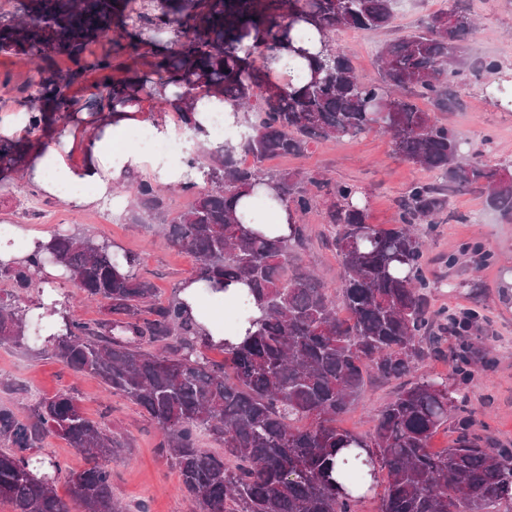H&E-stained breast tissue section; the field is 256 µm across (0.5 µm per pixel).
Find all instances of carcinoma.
Returning a JSON list of instances; mask_svg holds the SVG:
<instances>
[{
    "label": "carcinoma",
    "mask_w": 512,
    "mask_h": 512,
    "mask_svg": "<svg viewBox=\"0 0 512 512\" xmlns=\"http://www.w3.org/2000/svg\"><path fill=\"white\" fill-rule=\"evenodd\" d=\"M459 2L385 43L379 79L371 82L358 79L333 35L389 27L394 0H17L13 10H0V55L39 61L32 91L17 100L28 112L27 138L0 139V182L24 171L28 144L54 123L83 112L95 119L145 99L184 120L197 97L218 94L249 130L236 144L189 161L208 188L189 209L162 220L171 244L194 255L192 280L214 291L249 285L238 302L249 324L241 342L202 335L177 296L156 301L138 256L104 241L54 233L26 257L0 261V277L19 289L36 285L51 264L101 305L97 319L62 312L60 326L42 338L43 350L147 413L195 512H355L380 472V512H490L512 498V453L464 436L431 448L438 430L466 407L467 397L446 377L421 374L381 409L366 435L336 425L362 397L368 373L405 376L439 353L448 333L472 326V314L458 319L429 309L424 225L436 223L458 190L480 195L512 220V164L465 154L457 134L414 103L456 108L464 70L501 69L492 59L467 62L464 42L475 22ZM112 32L119 38L108 52H89ZM284 50L297 66L279 79L271 63ZM56 54L69 65L57 67ZM121 55H148L149 67L137 70L117 61ZM485 90L512 112L509 80ZM375 128L390 136L397 157L437 177L409 188L393 228L369 222L365 194L353 184L299 180L261 166L303 155L313 142ZM240 152L253 163L242 162ZM260 184L288 209V233L270 237L237 217L240 199ZM129 190L140 206L161 208L162 185L138 179ZM320 197L340 258L337 297L299 264L309 244L305 217ZM28 341L18 295H0V344ZM211 348L224 353L223 363L208 359ZM202 435L224 452L201 447ZM50 437L86 457L85 468L67 473L65 498L37 474L63 470L59 460L38 457ZM121 448L69 392L35 400L23 416L1 406L0 501L13 512H148L146 504L124 505L112 494L109 461Z\"/></svg>",
    "instance_id": "cac0c4a2"
}]
</instances>
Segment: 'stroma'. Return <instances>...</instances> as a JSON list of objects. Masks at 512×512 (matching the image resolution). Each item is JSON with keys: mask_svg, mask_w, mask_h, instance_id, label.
<instances>
[{"mask_svg": "<svg viewBox=\"0 0 512 512\" xmlns=\"http://www.w3.org/2000/svg\"><path fill=\"white\" fill-rule=\"evenodd\" d=\"M446 3L398 0L388 29L341 30L336 46L350 56L363 80H377L378 48L416 29ZM471 12L478 24L465 42L468 61L497 60L503 74L512 76V0H471ZM438 118L466 140L469 151L512 160V112L493 106L479 85H472L459 108L439 113ZM267 166L362 188L369 196L371 223L385 227L396 223L397 203L411 184L435 180L433 172L395 158L389 137L376 130L338 142H317L305 157H279ZM108 206L104 200L94 207L72 210L43 196L21 177L0 191V222L13 225L27 245L56 231L105 240L114 251L136 254L142 260L141 273L154 281L159 299L167 300L189 277L194 257L170 245L158 232V220L147 210L129 205L117 214ZM449 209L452 219L440 220L425 238L423 272L430 284V305L457 315L474 312L480 330L450 336L443 345L444 356L425 360L406 380L416 381L422 372L456 375L451 355L460 345H468L470 372L456 377L474 419L469 434L484 448H512V278L502 275L503 268L512 267V222L504 221L471 192L455 193ZM308 222L312 239L300 255L301 262L318 270L330 290H337L338 258L325 243L329 227L318 212ZM402 383L369 382L358 403L339 419V427L368 433ZM64 391L75 394L89 418L105 422L125 443L123 454L111 462L117 498L130 505L146 502L149 512H192L176 469L159 449L158 431L139 406L109 394L98 378L74 373L48 355L0 344V405L20 412L35 398Z\"/></svg>", "mask_w": 512, "mask_h": 512, "instance_id": "obj_1", "label": "stroma"}]
</instances>
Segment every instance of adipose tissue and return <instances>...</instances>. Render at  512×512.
I'll return each instance as SVG.
<instances>
[{"label": "adipose tissue", "mask_w": 512, "mask_h": 512, "mask_svg": "<svg viewBox=\"0 0 512 512\" xmlns=\"http://www.w3.org/2000/svg\"><path fill=\"white\" fill-rule=\"evenodd\" d=\"M217 113L227 118L232 115L230 106L217 96L199 99L191 120L177 125L164 115L144 116L135 105L121 112L106 113L96 124L85 163L77 167L66 160L73 145L74 130L69 125H57L51 130L50 147L38 146L29 151L26 174L45 196L61 200L71 208L83 209L105 197L121 207L125 204L122 190L138 173H160L165 185H177L195 176L188 163L160 160L142 146H122L120 140L129 128L144 129L159 139L178 138L187 154L193 155L212 144V117ZM203 294L202 285L191 280L183 282L179 292L202 333L239 342L246 333L245 328L225 335L223 316L205 308Z\"/></svg>", "instance_id": "ef3b65f1"}]
</instances>
